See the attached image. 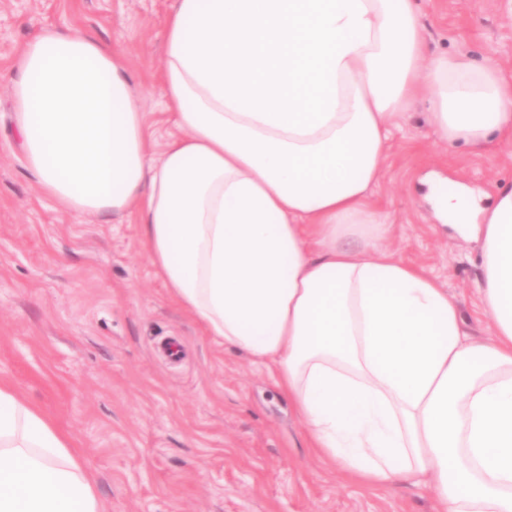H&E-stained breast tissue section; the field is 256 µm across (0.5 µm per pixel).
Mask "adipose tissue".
<instances>
[{
  "instance_id": "adipose-tissue-1",
  "label": "adipose tissue",
  "mask_w": 512,
  "mask_h": 512,
  "mask_svg": "<svg viewBox=\"0 0 512 512\" xmlns=\"http://www.w3.org/2000/svg\"><path fill=\"white\" fill-rule=\"evenodd\" d=\"M162 43L155 156L111 46L25 43L10 92L40 194L134 216L171 300L267 370L312 455L366 486L421 479L438 512H512V190L420 185L479 252L486 340L370 203L419 93L444 140L477 147L512 139V81L427 57L415 0H175ZM0 512H103L82 453L4 383Z\"/></svg>"
}]
</instances>
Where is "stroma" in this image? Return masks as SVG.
I'll return each mask as SVG.
<instances>
[{
    "mask_svg": "<svg viewBox=\"0 0 512 512\" xmlns=\"http://www.w3.org/2000/svg\"><path fill=\"white\" fill-rule=\"evenodd\" d=\"M174 0H0V381L88 460L105 512H434L424 485L358 484L313 458L305 427L265 368L224 348L173 304L134 218H76L38 193L9 93L40 26L122 55L152 127ZM428 55L462 52L512 76V0H418ZM428 103L394 131L372 194L395 224L391 252L440 276L487 337L475 248L434 224L414 190L435 169L487 193L512 186V143L436 138Z\"/></svg>",
    "mask_w": 512,
    "mask_h": 512,
    "instance_id": "stroma-1",
    "label": "stroma"
}]
</instances>
